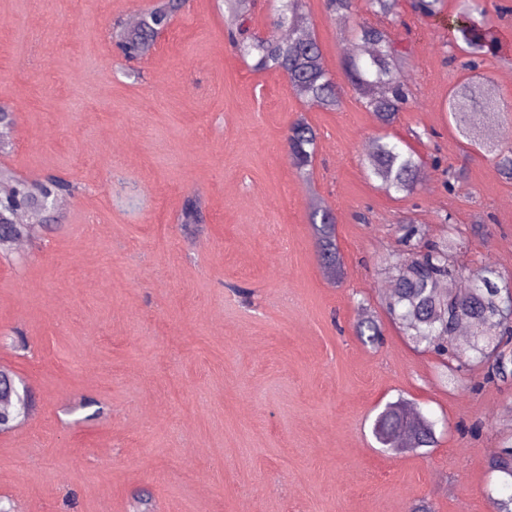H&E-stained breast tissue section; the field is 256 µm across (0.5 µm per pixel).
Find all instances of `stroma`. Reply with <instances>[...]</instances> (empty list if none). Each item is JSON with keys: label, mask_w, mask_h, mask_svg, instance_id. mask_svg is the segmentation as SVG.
Here are the masks:
<instances>
[{"label": "stroma", "mask_w": 512, "mask_h": 512, "mask_svg": "<svg viewBox=\"0 0 512 512\" xmlns=\"http://www.w3.org/2000/svg\"><path fill=\"white\" fill-rule=\"evenodd\" d=\"M458 4L427 17L400 0L388 28L412 101L386 127L346 78L353 21L325 0L304 6L341 91L333 111L252 70L222 0H188L131 62L111 27L143 0H0V100L16 121L0 166L78 186L0 258V365L36 401L0 434V498L16 512H129L138 498L154 512H495L489 457L512 437V380L449 373L385 310L408 217L424 241H452L466 271L512 276V182L446 111L473 74L512 105V0H483L504 48L473 74L448 43ZM301 117L317 132L308 183L286 141ZM386 134L424 162L412 194L367 173ZM449 165L464 173L452 192ZM189 198L194 234L180 223ZM316 207L337 218V278ZM366 314L380 344L355 332ZM16 329L27 350L6 346ZM400 398L435 420L433 447L376 442L375 416ZM316 243L325 267L336 277L341 273L342 258L336 247V217L328 210L316 208L310 214Z\"/></svg>", "instance_id": "1"}]
</instances>
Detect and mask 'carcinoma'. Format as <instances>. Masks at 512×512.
Wrapping results in <instances>:
<instances>
[{"label": "carcinoma", "instance_id": "obj_1", "mask_svg": "<svg viewBox=\"0 0 512 512\" xmlns=\"http://www.w3.org/2000/svg\"><path fill=\"white\" fill-rule=\"evenodd\" d=\"M273 20L274 32L267 38L254 37L240 41L243 16L249 12L246 0H227L235 23L228 26L233 47L244 56L254 57L256 72L278 71L288 77L291 90L313 107L334 110L340 104L336 83L323 63L320 43L311 22L302 11V0H279ZM376 21L364 19L356 23L353 36L366 51L350 58L345 72L350 87L368 111L384 126L392 125L409 102L406 84L395 66L399 50L383 21L397 14L399 0H367ZM444 0H415L413 7L424 16L442 11ZM181 8L180 0L154 7L153 13L141 16L135 28L123 21L113 29L123 33L119 50L124 58L136 59L145 54L164 29L170 16ZM452 44L469 57L464 67L473 71L475 58L482 54L497 55L503 50L498 31L483 17H476L470 0H460V12L448 26ZM448 114L458 134L467 143L480 145L492 154L499 173L512 180V147L492 146L480 137L476 117L495 118L512 109L501 105L492 83L470 77L456 85L448 96ZM316 132L311 124L300 119L294 122L287 136L292 165L304 177L310 176L317 148ZM370 177L387 192L411 193L416 187L423 161L403 141L380 137L374 141L365 158ZM39 190L41 202L56 203L64 194H71L74 185L60 176H51L32 186L20 185V194L29 188ZM316 243L325 267L339 276L342 258L336 247V217L328 210L316 208L310 214ZM408 258L394 266L395 276L387 308L389 314L418 343L435 348L448 358L446 366L455 372H468L488 364L486 379L502 382L512 378V323L501 320L500 307L507 287L502 285L490 265L470 272L474 287L455 290L442 283L458 274L450 259V247L422 242L421 230L415 225L405 229L400 239ZM471 327L472 340L463 348L457 342L461 323ZM357 336L369 343L378 341L381 325L374 317L357 323ZM23 417L19 410L0 398V429H9ZM372 434L383 447L400 453L407 449L429 447L435 443V422L398 400L387 404L372 424ZM492 470L501 474L503 489H512V446L499 448L490 459Z\"/></svg>", "mask_w": 512, "mask_h": 512}]
</instances>
